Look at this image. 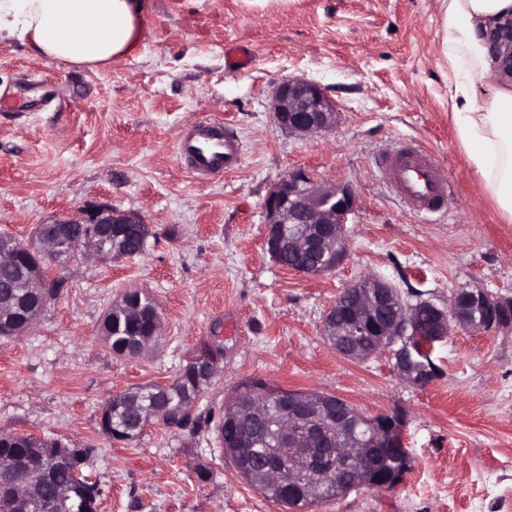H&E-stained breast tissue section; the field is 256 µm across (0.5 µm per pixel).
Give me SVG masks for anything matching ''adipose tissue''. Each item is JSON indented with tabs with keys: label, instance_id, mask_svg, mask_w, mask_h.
<instances>
[{
	"label": "adipose tissue",
	"instance_id": "obj_1",
	"mask_svg": "<svg viewBox=\"0 0 512 512\" xmlns=\"http://www.w3.org/2000/svg\"><path fill=\"white\" fill-rule=\"evenodd\" d=\"M512 9V0H442L448 108L458 141L501 218L512 223V93L490 82L492 61L477 25ZM142 0H0V38L38 56L91 69L131 53Z\"/></svg>",
	"mask_w": 512,
	"mask_h": 512
}]
</instances>
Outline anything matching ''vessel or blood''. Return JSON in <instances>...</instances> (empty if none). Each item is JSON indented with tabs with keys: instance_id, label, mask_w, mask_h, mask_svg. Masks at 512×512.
<instances>
[{
	"instance_id": "obj_1",
	"label": "vessel or blood",
	"mask_w": 512,
	"mask_h": 512,
	"mask_svg": "<svg viewBox=\"0 0 512 512\" xmlns=\"http://www.w3.org/2000/svg\"><path fill=\"white\" fill-rule=\"evenodd\" d=\"M179 164L196 178L207 179L237 168L243 161L240 144L227 123H194L176 146ZM383 179L410 210L426 214L444 206L448 180L435 155L415 141H404L379 162Z\"/></svg>"
}]
</instances>
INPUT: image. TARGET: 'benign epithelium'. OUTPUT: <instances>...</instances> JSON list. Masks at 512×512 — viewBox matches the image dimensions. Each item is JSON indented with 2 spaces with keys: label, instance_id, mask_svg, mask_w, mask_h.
Segmentation results:
<instances>
[{
  "label": "benign epithelium",
  "instance_id": "benign-epithelium-1",
  "mask_svg": "<svg viewBox=\"0 0 512 512\" xmlns=\"http://www.w3.org/2000/svg\"><path fill=\"white\" fill-rule=\"evenodd\" d=\"M494 64V76L503 83L512 84V11L500 14L479 26ZM271 106L279 128L294 135L327 132L336 123V107L315 82L305 78H288L276 85ZM355 209V197L344 186H325L312 180L302 171L294 172L275 183L265 202V244L271 256H276L283 245L291 252H314L336 255L341 262L346 253V224ZM138 212L121 211L108 205L82 207L65 218L54 219L39 227L35 240L19 246V253L11 246L0 244V263L26 261L28 288H50L56 278L55 270L76 258L107 261L117 258L113 238L125 224H143ZM62 224H85L91 230L80 237H71L54 227ZM351 311L347 324L336 327L334 347L347 359L364 361L385 350L392 351L395 368L400 378L416 387H425L437 376V367L416 360L417 342L433 346L445 340L456 328L477 332L512 331V298L495 297L484 288H470L455 294L448 307L430 302L426 308L431 320L427 329L418 321L419 306L408 305L399 291L380 277H366L354 285ZM504 315L489 319L482 315L491 305ZM367 336H389V345H367ZM212 351L198 357L192 366L195 387L190 393L196 398L211 384L218 373L224 353L216 345ZM168 385L153 392V398L142 405L141 412L148 419L167 409ZM341 398L330 399L316 392L284 395L277 430L281 447L267 455L266 469L272 485L295 483L304 463L320 473V484L335 479V472L347 468L355 460H363L354 482L360 487L388 491L399 486L410 465L408 449L404 447V419L392 413L365 415L353 408H341ZM264 415L261 396L250 394L235 397L224 411V425L234 427L240 418L256 420ZM380 427L379 434L387 442L401 448L404 467L377 475L376 465L369 462L370 449L366 440L349 439L364 421ZM71 491L59 490L56 501L43 507V512H72L68 507Z\"/></svg>",
  "mask_w": 512,
  "mask_h": 512
}]
</instances>
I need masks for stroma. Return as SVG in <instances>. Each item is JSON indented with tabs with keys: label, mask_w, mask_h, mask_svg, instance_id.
<instances>
[{
	"label": "stroma",
	"mask_w": 512,
	"mask_h": 512,
	"mask_svg": "<svg viewBox=\"0 0 512 512\" xmlns=\"http://www.w3.org/2000/svg\"><path fill=\"white\" fill-rule=\"evenodd\" d=\"M249 69L224 66L227 43ZM320 84L336 107L325 134L281 131L270 107L286 78ZM0 234L108 204L141 213L151 235L132 259H75L59 298L25 336L0 338V433L93 446L85 474L98 512H286L225 454L215 424L234 389L260 377L338 396L367 415L402 411L411 469L390 491L366 487L307 512H512V332L457 329L432 352L440 376L404 383L390 352L336 354L324 321L342 288L371 275L408 303L447 306L465 288L512 297V224L502 223L448 115L440 0H146L135 52L98 70L0 40ZM229 124L241 166L199 180L175 159L183 131ZM433 150L451 186L444 212L421 218L391 194L377 162L402 140ZM349 187L357 207L347 255L305 276L265 246V201L288 173ZM149 293L158 346L113 355L101 322L128 291ZM224 357L189 433L148 425L129 443L101 430L113 396L170 382L211 336ZM207 468L200 478L198 468Z\"/></svg>",
	"instance_id": "obj_1"
}]
</instances>
